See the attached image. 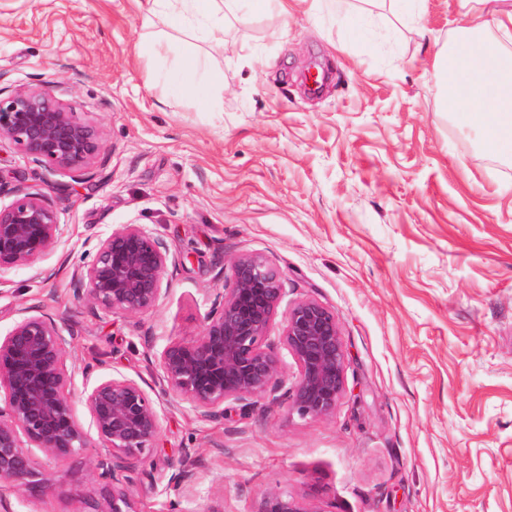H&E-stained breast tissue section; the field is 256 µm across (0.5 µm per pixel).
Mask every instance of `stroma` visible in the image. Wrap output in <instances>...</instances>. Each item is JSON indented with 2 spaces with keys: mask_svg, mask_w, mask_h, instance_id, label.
Segmentation results:
<instances>
[{
  "mask_svg": "<svg viewBox=\"0 0 512 512\" xmlns=\"http://www.w3.org/2000/svg\"><path fill=\"white\" fill-rule=\"evenodd\" d=\"M460 0H428L420 26L384 28L362 48L339 22L250 17L212 46L195 30L144 22L133 0H0V88L52 84L102 131L96 178L45 174L0 144L14 173L57 202L65 234L28 267L0 271V332L36 307L74 332L76 374L144 379L161 436L130 489L139 512H258L278 489L323 512H512V158L494 155L442 109L436 56L459 38ZM209 55L206 98L178 92L173 57L143 38ZM331 69L304 93L310 62ZM119 224H143L178 258L166 293L136 318L78 302L76 269ZM280 270L286 305L336 315L347 392L328 417L283 400L226 406L205 420L165 396L154 355L201 334L238 256ZM42 461L53 492L0 485L9 512H86L100 454ZM193 492L173 478L184 453Z\"/></svg>",
  "mask_w": 512,
  "mask_h": 512,
  "instance_id": "obj_1",
  "label": "stroma"
}]
</instances>
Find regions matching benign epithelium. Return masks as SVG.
<instances>
[{
  "mask_svg": "<svg viewBox=\"0 0 512 512\" xmlns=\"http://www.w3.org/2000/svg\"><path fill=\"white\" fill-rule=\"evenodd\" d=\"M14 145L49 175L88 182L96 175L102 137L97 122L59 99L50 86L0 88V140ZM0 205V271L30 265L52 252L63 229L54 202L21 184ZM176 258L141 224H119L99 239L77 270L79 301L112 315L154 309ZM285 291L280 273L261 255L231 265L228 288L217 294L201 335L169 341L157 355L163 392L212 419L224 403L249 405L276 377L279 357L269 343ZM72 331L47 314L21 309L0 334V481L39 500L52 493L35 458L67 460L89 447L77 419L75 370L67 365ZM295 371L283 392L288 415L323 418L346 393L347 353L336 315L306 299L288 306L278 336ZM83 399L106 452L95 463L104 482L102 512H138L129 474L156 447L161 415L143 383L124 375L86 382ZM189 458L174 479L192 488ZM259 512H323L281 491L268 492Z\"/></svg>",
  "mask_w": 512,
  "mask_h": 512,
  "instance_id": "benign-epithelium-1",
  "label": "benign epithelium"
}]
</instances>
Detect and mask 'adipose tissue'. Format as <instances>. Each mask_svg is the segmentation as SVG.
I'll use <instances>...</instances> for the list:
<instances>
[{"label":"adipose tissue","mask_w":512,"mask_h":512,"mask_svg":"<svg viewBox=\"0 0 512 512\" xmlns=\"http://www.w3.org/2000/svg\"><path fill=\"white\" fill-rule=\"evenodd\" d=\"M141 11L166 14L174 25L191 26L207 39L224 37L228 18H241L277 11L291 13V0H136ZM505 33L512 31V9L484 19L481 12L466 13L463 32L470 38L449 45L436 60L432 78L440 86L447 111L460 115L465 124L481 131L494 152L512 153V56L474 40L487 23ZM177 69L178 90L201 97L208 91L212 75L207 61L181 52Z\"/></svg>","instance_id":"ef3b65f1"}]
</instances>
